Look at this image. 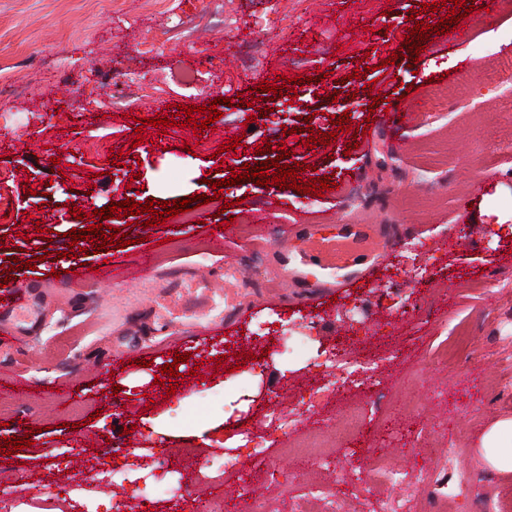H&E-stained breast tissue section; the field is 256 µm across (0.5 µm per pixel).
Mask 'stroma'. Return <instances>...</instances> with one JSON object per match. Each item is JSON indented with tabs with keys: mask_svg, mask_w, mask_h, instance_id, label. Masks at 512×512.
Masks as SVG:
<instances>
[{
	"mask_svg": "<svg viewBox=\"0 0 512 512\" xmlns=\"http://www.w3.org/2000/svg\"><path fill=\"white\" fill-rule=\"evenodd\" d=\"M447 14L444 6L424 11L422 0H0V209L8 213L0 280L50 289L58 306L43 321L0 310V437L31 440L12 455L0 447L8 512H103L100 498L124 503L125 478L148 473L162 448L178 452L177 483L228 453L250 467L236 437L246 427L268 454V467L251 474L267 512L298 495L305 512H318L307 495L315 486L357 512L400 493L417 497L372 472L365 447L373 441L430 481L449 449H465L454 463L464 488L448 512H472L475 496L512 504V485L499 477L467 483L487 470L471 441L512 411V227L494 219L512 215V159L500 154L512 128V17L485 18L471 41L458 28L431 35L417 61L387 62L411 20L435 24ZM356 69L365 77H353ZM280 80L294 101L271 116L268 98L252 100L250 91ZM218 97L230 106L195 131L186 108L204 120L201 106ZM389 107L414 113L413 122L390 127L382 118ZM344 115L351 131L305 147L309 134L332 131ZM156 117L170 127H153ZM381 141L398 154L395 166H380ZM265 145L333 188L318 197L231 184L234 170L259 166ZM211 171L228 182L224 204L196 208V227L151 226L144 213L111 219L132 238L121 251L131 262L166 237L153 281L66 287L56 279L67 265L97 270L101 237L82 252L68 238L99 224L96 209L208 194ZM306 214L327 234L349 221L381 225L389 249L335 296L312 266L305 287H278L266 263L283 246L278 227ZM260 215L265 248L255 251L247 241ZM218 218L237 226L229 253L251 283L234 303V324L213 330L208 320L226 311L220 296L198 311L165 285L178 269L223 277L225 254L207 234ZM45 250L57 259L42 258ZM15 259L23 267L14 272ZM461 327L465 352L438 362ZM123 330L150 339L112 349L107 336ZM338 346L376 361L372 387L325 394L308 411L310 387L334 378L323 353ZM178 354L188 360L173 377L162 367ZM18 375L29 396L15 394ZM62 384L83 401L81 412L61 401ZM289 417L285 435L279 425ZM313 435L324 437L327 462L300 455ZM131 437L141 455L129 453Z\"/></svg>",
	"mask_w": 512,
	"mask_h": 512,
	"instance_id": "stroma-1",
	"label": "stroma"
}]
</instances>
